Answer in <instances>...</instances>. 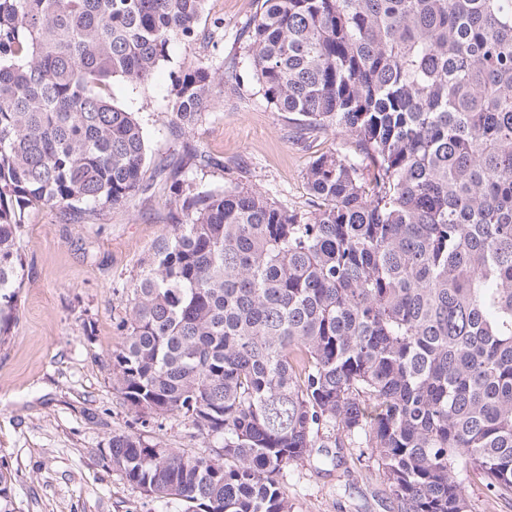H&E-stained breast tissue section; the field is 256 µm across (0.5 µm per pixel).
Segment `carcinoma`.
I'll return each mask as SVG.
<instances>
[{"label": "carcinoma", "instance_id": "obj_1", "mask_svg": "<svg viewBox=\"0 0 512 512\" xmlns=\"http://www.w3.org/2000/svg\"><path fill=\"white\" fill-rule=\"evenodd\" d=\"M205 2L0 0V342L30 214L91 218L148 189L112 82L145 84ZM258 3L267 104L355 148L312 162L305 217L179 183L112 369L131 410L184 418L210 451L116 434L112 468L182 512H290L279 476L328 430L372 449L397 512H468L470 468L512 500V0ZM222 82L184 69L172 124Z\"/></svg>", "mask_w": 512, "mask_h": 512}]
</instances>
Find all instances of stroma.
I'll return each mask as SVG.
<instances>
[{"label": "stroma", "mask_w": 512, "mask_h": 512, "mask_svg": "<svg viewBox=\"0 0 512 512\" xmlns=\"http://www.w3.org/2000/svg\"><path fill=\"white\" fill-rule=\"evenodd\" d=\"M258 0H208L198 37L173 43L170 58L143 86L117 80L116 103L139 113L146 133L147 193L94 220L43 208L17 233L23 263L18 320L0 343V460L13 474L19 512H177L112 470V435L140 434L166 448L200 452L205 442L175 416L142 419L122 400L112 353L126 300L176 223L166 201L173 173L187 169L201 189L239 186L265 192L288 211L313 209L306 172L321 154L346 155L348 136L297 132L263 98L249 52L247 25ZM223 64L224 82L189 129L171 123L170 90L189 64ZM211 162L188 167L190 151ZM281 483L291 512H397L370 449L333 448L289 467Z\"/></svg>", "instance_id": "35a3bbf8"}]
</instances>
